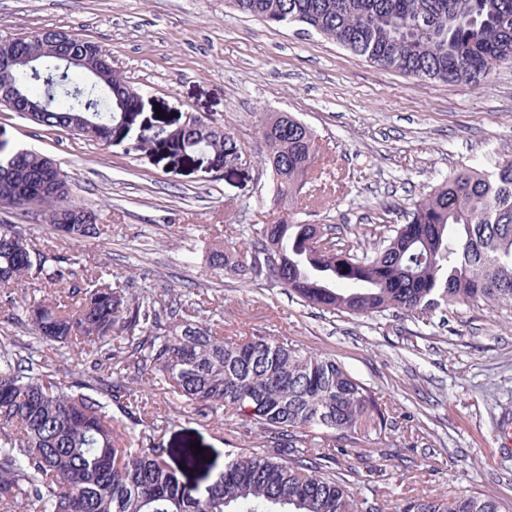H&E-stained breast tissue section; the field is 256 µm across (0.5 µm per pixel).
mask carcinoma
I'll use <instances>...</instances> for the list:
<instances>
[{
    "label": "carcinoma",
    "instance_id": "cac0c4a2",
    "mask_svg": "<svg viewBox=\"0 0 512 512\" xmlns=\"http://www.w3.org/2000/svg\"><path fill=\"white\" fill-rule=\"evenodd\" d=\"M233 11L269 25H298L336 41L384 69L421 81L485 82L512 63V0H230ZM56 37L33 30L0 40V57L28 55ZM78 54L101 55L80 38ZM44 75L0 68V83H22L29 98L43 95ZM83 92L33 123L102 146L122 119L118 102L135 89L112 68L82 82ZM99 98V112L83 111ZM260 164L272 180L271 209L280 219L263 225L246 245L215 247L214 271L282 288L306 306L364 317L392 313L417 319L460 304L512 308V157L496 171L448 176L414 204L405 223L379 238L374 250L330 240L321 224L297 221L298 197L319 154L313 130L286 112L261 120ZM172 139L184 151H203L224 167L244 154L224 126L195 117L166 136L145 130L133 144ZM70 179L47 156L0 144V200L39 201L50 223L74 239L98 238L95 212L68 202ZM27 250L30 266L17 261ZM65 258L36 250L12 224L0 225V286H23L29 274L44 287L67 286L71 311L37 302L16 321L34 327L42 347L77 345L84 371L59 377L49 357L0 356V505L33 512H383L376 498L348 490L347 466L333 468L362 421L387 429L389 410L376 393L336 359L308 354L268 336H226L204 310L170 291L163 299L126 295L101 278L82 282ZM160 380L199 414H241L263 432V449L228 454L211 482L189 483L155 442L158 419L138 387ZM140 429L138 446L121 443L110 408ZM318 436H310L313 431ZM185 467L209 478L213 464L195 449ZM403 512H502L494 497L462 495L409 500Z\"/></svg>",
    "mask_w": 512,
    "mask_h": 512
}]
</instances>
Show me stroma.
Wrapping results in <instances>:
<instances>
[{"instance_id":"35a3bbf8","label":"stroma","mask_w":512,"mask_h":512,"mask_svg":"<svg viewBox=\"0 0 512 512\" xmlns=\"http://www.w3.org/2000/svg\"><path fill=\"white\" fill-rule=\"evenodd\" d=\"M70 31L112 55L143 105L126 133L100 146L0 111V142L53 158L70 200L95 210L103 233L62 236L38 210L0 207L37 249L70 258L80 277L113 273V286L189 295L225 335L288 338L340 360L393 410L386 433L361 434L350 489L377 492L384 512L406 500L467 494L512 512V446L498 427L512 415V310L463 304L420 321L390 314L325 316L283 289L208 269L210 249L247 241L270 222L271 181L259 158L261 118L290 112L316 133L321 179L300 220L325 224L369 248L450 172L491 171L512 155V67L483 85L419 82L374 66L336 42L268 25L224 0H0V37ZM210 117L244 153L217 170L208 155L159 141L134 150L140 131ZM164 420L157 440L199 443L215 471L259 433L229 413L202 416L165 384L147 388Z\"/></svg>"}]
</instances>
